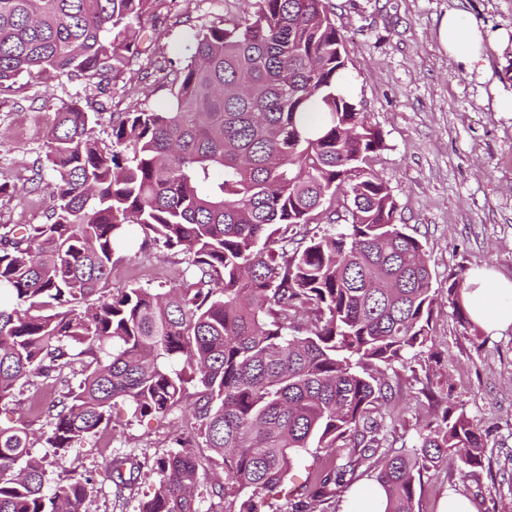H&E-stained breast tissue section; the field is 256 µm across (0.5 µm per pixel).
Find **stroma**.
I'll use <instances>...</instances> for the list:
<instances>
[{"label":"stroma","instance_id":"35a3bbf8","mask_svg":"<svg viewBox=\"0 0 512 512\" xmlns=\"http://www.w3.org/2000/svg\"><path fill=\"white\" fill-rule=\"evenodd\" d=\"M345 37L350 96L382 133L372 167L399 205L400 221L423 244L437 291L430 339L422 355L384 366L390 385L376 405L381 448L415 446L447 405L466 411L486 437L481 467L462 476L456 453L424 473L416 486L417 512H440L448 493L468 498L474 512H512V326L486 334L464 328L448 302V286L469 270L487 268L512 280V112L498 111L497 95L512 93V45L497 37L512 30V0H333ZM242 0H176L144 19L152 36L150 58L132 60L111 94L67 79L44 86L23 77L0 95V179L23 189L22 200L0 198V224L40 223L49 205L32 191L34 163L56 106L80 99L101 109L96 128L105 137L113 113L164 104L168 89L147 75L180 48L192 26L241 15ZM452 9L469 13L490 36L481 69L449 56L438 30ZM185 267L182 256L155 246L127 253L112 285L158 287ZM114 428L57 460L35 446L53 475L103 467L115 454L150 466L171 432L186 428L187 408L163 420L131 419L126 404L113 411ZM153 479L116 496L99 485L93 512H135Z\"/></svg>","mask_w":512,"mask_h":512}]
</instances>
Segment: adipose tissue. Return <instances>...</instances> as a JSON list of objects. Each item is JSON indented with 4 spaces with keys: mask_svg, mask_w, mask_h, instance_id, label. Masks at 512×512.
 Returning <instances> with one entry per match:
<instances>
[{
    "mask_svg": "<svg viewBox=\"0 0 512 512\" xmlns=\"http://www.w3.org/2000/svg\"><path fill=\"white\" fill-rule=\"evenodd\" d=\"M439 40L451 56L470 63L483 59L485 34L464 11L452 10L442 18ZM462 296L473 322L484 331L492 333L512 325V280L474 270L465 279Z\"/></svg>",
    "mask_w": 512,
    "mask_h": 512,
    "instance_id": "ef3b65f1",
    "label": "adipose tissue"
}]
</instances>
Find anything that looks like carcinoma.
Returning <instances> with one entry per match:
<instances>
[{
	"mask_svg": "<svg viewBox=\"0 0 512 512\" xmlns=\"http://www.w3.org/2000/svg\"><path fill=\"white\" fill-rule=\"evenodd\" d=\"M165 2L0 0V94L23 76L112 89ZM246 3L185 34L161 68L167 103L112 115L109 141L81 101L53 112L37 158L45 220L0 224V409L43 393L39 428L22 415L0 425V512H89L98 481L134 487L141 465L126 455L59 479L31 453L41 442L66 457L111 427L119 399L135 418L183 405L194 418L153 460L137 512H200L204 499L281 512L260 490L309 448L325 454L293 512H317L362 466L384 512H415L417 481L448 452L482 465L485 435L453 406L418 445L379 452L371 370L426 347L433 275L370 168L381 131L336 93L347 58L331 0ZM148 245L185 256L179 277L112 287L124 253ZM462 287L448 303L467 328ZM198 448L224 465L202 491Z\"/></svg>",
	"mask_w": 512,
	"mask_h": 512,
	"instance_id": "1",
	"label": "carcinoma"
}]
</instances>
